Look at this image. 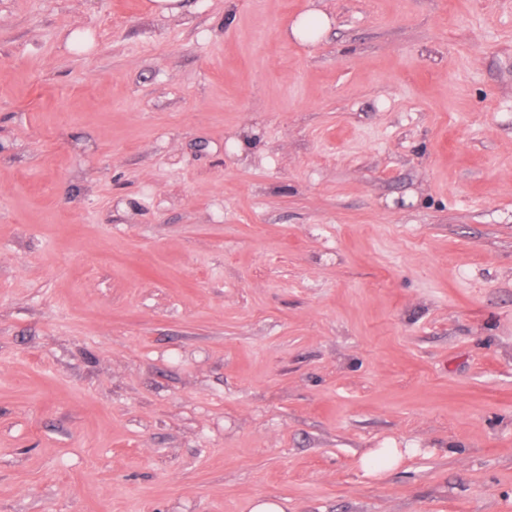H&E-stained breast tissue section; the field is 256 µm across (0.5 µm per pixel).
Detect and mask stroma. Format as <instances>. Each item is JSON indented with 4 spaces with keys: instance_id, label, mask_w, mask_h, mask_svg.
Returning a JSON list of instances; mask_svg holds the SVG:
<instances>
[{
    "instance_id": "1",
    "label": "stroma",
    "mask_w": 512,
    "mask_h": 512,
    "mask_svg": "<svg viewBox=\"0 0 512 512\" xmlns=\"http://www.w3.org/2000/svg\"><path fill=\"white\" fill-rule=\"evenodd\" d=\"M150 2L0 0V512H512V0ZM330 17L319 10H311L300 15L291 25L290 33L295 39L315 41L330 27ZM403 455L400 448H375L361 458V467L366 475L378 476L395 469Z\"/></svg>"
}]
</instances>
